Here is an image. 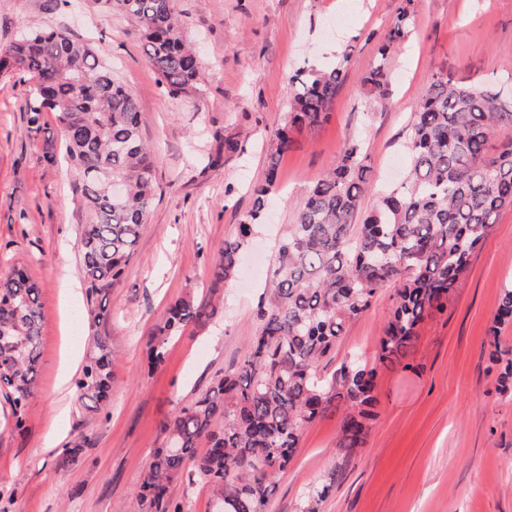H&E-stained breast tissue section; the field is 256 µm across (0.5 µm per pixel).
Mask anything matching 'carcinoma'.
Returning <instances> with one entry per match:
<instances>
[{"mask_svg": "<svg viewBox=\"0 0 512 512\" xmlns=\"http://www.w3.org/2000/svg\"><path fill=\"white\" fill-rule=\"evenodd\" d=\"M133 19L145 57L172 97L196 87L200 59L187 42L176 0H98ZM403 0L397 24L385 34L381 55L402 44L415 13ZM35 80L26 101L31 132L52 112L64 132L65 153L81 182L77 246L92 286L119 280L134 254L156 196V157L140 136L132 93L112 76L93 48L62 28H34L0 47V72ZM343 66L309 69L289 77L288 112L265 153L266 177L239 219L238 234L224 239L212 262L214 282L232 279L240 252L263 218L278 167L294 144L293 132L329 119ZM379 67L363 85L382 95ZM364 147L348 143L338 161L308 190L296 223L274 254L259 326L249 354L191 405L164 422L166 446L152 457L135 495L134 512H187L172 499L179 479L200 481L235 512H265L277 476L293 459L305 423L336 416V447L352 456L365 447L382 369L408 368L421 324L441 312L499 211L512 205V99L477 91L441 75L417 104L410 127L405 180L382 191L362 214L372 190ZM124 183L115 197L111 182ZM392 284L396 300L371 361H345L331 376L320 371L336 350L347 322L366 312L379 289ZM216 314L206 300L180 299L156 325L148 359L158 365L164 347L190 322ZM512 322V286L503 289L489 329L492 360L500 361L501 328ZM41 336L39 285L18 269L0 278V395L11 405L14 432L25 429L36 390ZM112 348L96 340L76 381L87 410L106 406L112 389ZM209 446L197 452L200 438ZM332 471L305 495L303 512H320L335 489Z\"/></svg>", "mask_w": 512, "mask_h": 512, "instance_id": "obj_1", "label": "carcinoma"}]
</instances>
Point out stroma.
Returning <instances> with one entry per match:
<instances>
[{"label": "stroma", "instance_id": "stroma-1", "mask_svg": "<svg viewBox=\"0 0 512 512\" xmlns=\"http://www.w3.org/2000/svg\"><path fill=\"white\" fill-rule=\"evenodd\" d=\"M401 0H178L202 68L195 89L171 98L146 62L136 23L74 0H0V45L35 27L62 26L104 53L135 96L142 138L158 154L157 196L120 280L91 289L77 247L84 222L80 184L69 164H45L46 142L62 146L53 113L43 133L28 130L30 83L0 75V276L21 265L40 286L42 323L35 395L23 433L11 430L0 397V512H131L160 424L245 359L258 327L259 297L272 257L295 223L306 190L348 141L362 140L373 185L402 175L417 102L442 74L479 88L512 83V0H419L410 35L388 56L378 51ZM344 61L347 78L329 120L296 136L279 167L241 256L237 277L214 282L211 266L265 178L264 145L282 124L288 78ZM384 67L383 97L364 78ZM240 150L216 165L224 137ZM512 283V206L500 210L472 255L444 313L424 322L408 370L381 372L378 417L367 444L345 456L337 417L303 425L292 465L277 478L267 512H299L311 485L338 471L321 512H512V387L490 359L488 329ZM213 302L216 315L189 323L149 367L154 326L175 301ZM395 300L380 289L351 320L323 374L353 353L373 357ZM93 336L112 347L107 411H89L59 371L73 342ZM81 445L75 460L63 455Z\"/></svg>", "mask_w": 512, "mask_h": 512}]
</instances>
